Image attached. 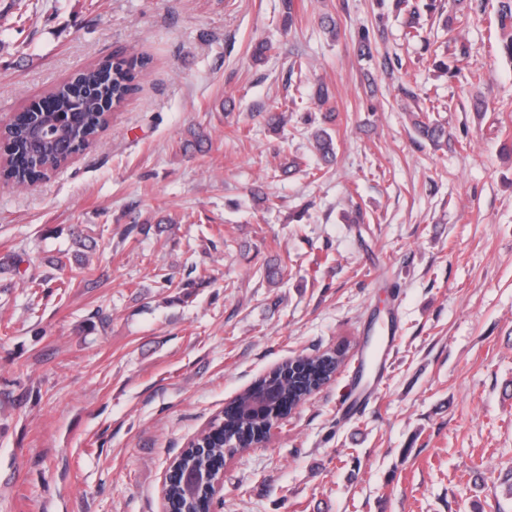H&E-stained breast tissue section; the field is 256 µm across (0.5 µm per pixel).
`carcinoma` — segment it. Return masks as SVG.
<instances>
[{"label":"carcinoma","mask_w":512,"mask_h":512,"mask_svg":"<svg viewBox=\"0 0 512 512\" xmlns=\"http://www.w3.org/2000/svg\"><path fill=\"white\" fill-rule=\"evenodd\" d=\"M392 9L405 17L404 37L413 40L420 36L421 11L429 14L442 12L443 5L437 0H392ZM497 23L503 35V51L512 57V0H501L497 10ZM147 61L135 56L116 54L84 68L77 78L55 86L35 105L19 112L7 131L0 134L4 142L5 162L0 178L14 184L36 183L49 168H58L64 158L55 149L36 152L28 140L33 126H44L54 121L76 131V136L89 146L98 141L107 125L105 114L120 105L134 90L137 74ZM435 106L415 104L411 111L412 127L417 136L435 146L448 141L446 127L434 117ZM315 149L324 161L335 155L332 136L323 128L313 135ZM345 351L325 352L297 360H285L278 364L272 375L260 378V382H272L276 388V407L286 417L307 394L320 388L331 375L344 364ZM251 388H246L235 399L236 409L224 412L209 430L197 437L192 446L177 456L172 466L174 479L166 485V498L172 509L188 512H210L211 500L206 491L190 494L183 475L190 470L198 475L207 474L224 463V456L235 452L225 447L224 434L234 437L243 433L252 436L264 434L267 417L251 416L244 410Z\"/></svg>","instance_id":"cac0c4a2"}]
</instances>
